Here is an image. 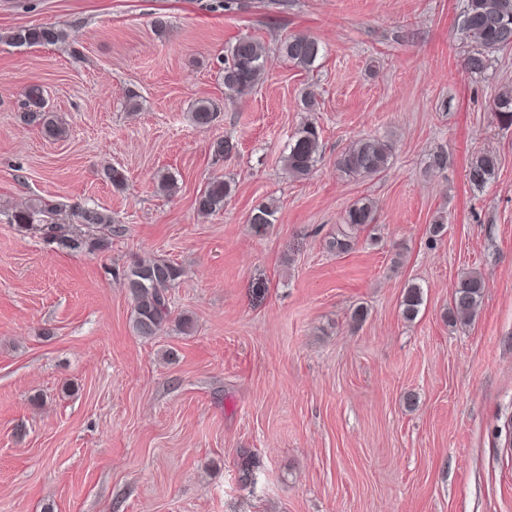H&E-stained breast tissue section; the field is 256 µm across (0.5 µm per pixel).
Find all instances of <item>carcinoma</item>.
<instances>
[{"mask_svg":"<svg viewBox=\"0 0 512 512\" xmlns=\"http://www.w3.org/2000/svg\"><path fill=\"white\" fill-rule=\"evenodd\" d=\"M462 31L476 44L477 50L465 58V67L474 74L483 73L489 56L497 51L512 48V0H465L462 11ZM65 31L55 24L19 27L5 36V41L16 46L56 44L64 41ZM280 52L294 65L311 67L321 52L320 43L312 37H290L280 45ZM267 49L252 37H241L224 57V94L233 101L251 92L263 79ZM44 90L33 85L25 93L21 121L29 127H39L51 137L66 134V128L46 110ZM494 116L512 126V89H504L494 100ZM219 117L215 104L207 99L197 101L190 112V119L199 128L212 125ZM319 132L311 121L304 122L291 137L284 166L289 176L303 179L309 176L317 162ZM391 149L378 138H362L348 145L337 157L338 169L348 175L372 177L384 172L389 164ZM500 158L491 151L474 153L468 164V180L482 188L495 177ZM232 185L222 177L211 179L195 198V208L205 215L224 210ZM58 207L39 198L12 212L11 222L26 230L39 232L47 241L70 251L97 252L109 246V239L96 235L105 229L112 231V214L105 209L82 207L77 217L88 228L89 234L76 235L68 224L45 223V218L56 213ZM276 210L262 203L251 211L248 222L264 227L275 221ZM375 221V207L371 200L362 199L346 211L345 223L349 227H366ZM124 284L132 298L130 322L134 334L151 340L161 335L171 320L170 288L182 277V270L166 259L138 257L122 270ZM486 284L477 273H469L457 283L448 308V323L455 326L470 321L477 313L484 298ZM423 303L421 288H406L401 306L408 320L414 319Z\"/></svg>","mask_w":512,"mask_h":512,"instance_id":"1","label":"carcinoma"}]
</instances>
